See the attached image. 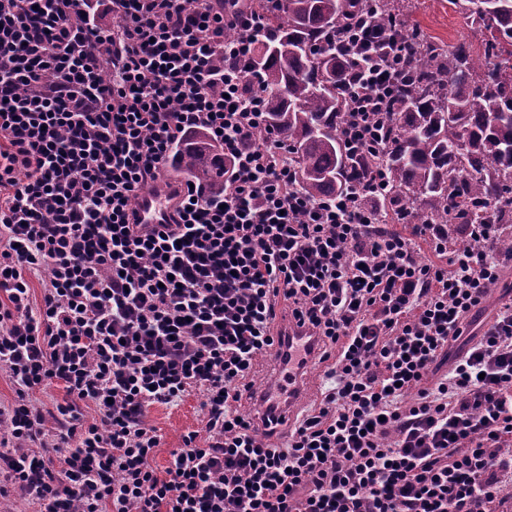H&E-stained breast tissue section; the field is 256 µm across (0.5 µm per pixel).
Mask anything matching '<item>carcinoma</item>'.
I'll return each mask as SVG.
<instances>
[{
	"instance_id": "cac0c4a2",
	"label": "carcinoma",
	"mask_w": 512,
	"mask_h": 512,
	"mask_svg": "<svg viewBox=\"0 0 512 512\" xmlns=\"http://www.w3.org/2000/svg\"><path fill=\"white\" fill-rule=\"evenodd\" d=\"M481 36L445 46L419 35L389 117V143L376 158L387 188L385 215L404 224H507L512 217V0H448ZM406 0H379L375 18L390 26ZM348 0H284L268 19L252 68L268 92L265 127L288 143L298 182L328 200L368 173L349 160L338 130L351 98L349 63L327 33ZM180 167L224 189V157L204 131L179 153Z\"/></svg>"
}]
</instances>
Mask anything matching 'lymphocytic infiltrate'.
Wrapping results in <instances>:
<instances>
[{
  "label": "lymphocytic infiltrate",
  "mask_w": 512,
  "mask_h": 512,
  "mask_svg": "<svg viewBox=\"0 0 512 512\" xmlns=\"http://www.w3.org/2000/svg\"><path fill=\"white\" fill-rule=\"evenodd\" d=\"M254 3L0 0V372L16 386L0 407V503L504 512L512 302L466 333L500 278L497 227L462 239L420 225L422 260L368 205L380 181L309 199L287 145L256 137L267 91L250 61L267 31ZM350 3L336 51H356V91L339 135L358 161L380 153L393 63L413 43L404 22L375 24L374 0ZM199 129L224 155L225 190L183 176L174 222L138 223L136 198ZM285 316L318 336L330 385L275 446L242 407ZM55 384L63 403L33 401ZM190 393L207 439L185 435L158 476L146 411Z\"/></svg>",
  "instance_id": "obj_1"
}]
</instances>
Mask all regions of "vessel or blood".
Segmentation results:
<instances>
[{
	"instance_id": "obj_1",
	"label": "vessel or blood",
	"mask_w": 512,
	"mask_h": 512,
	"mask_svg": "<svg viewBox=\"0 0 512 512\" xmlns=\"http://www.w3.org/2000/svg\"><path fill=\"white\" fill-rule=\"evenodd\" d=\"M177 202L178 198L173 189L168 187L141 193L135 201L140 223L150 225L171 223ZM279 349L282 357L277 364V380L264 393L263 404L283 413L284 425L289 428L295 421L296 403L303 390L302 365L315 361L318 339L311 336L308 330L288 322L281 329Z\"/></svg>"
}]
</instances>
